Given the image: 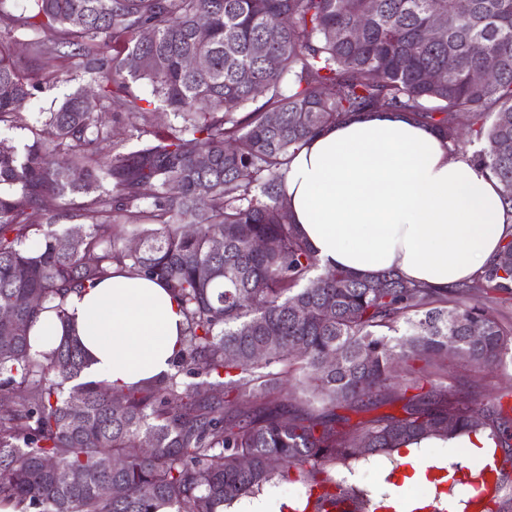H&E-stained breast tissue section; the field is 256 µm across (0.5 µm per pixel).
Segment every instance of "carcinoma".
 <instances>
[{
    "label": "carcinoma",
    "instance_id": "carcinoma-1",
    "mask_svg": "<svg viewBox=\"0 0 512 512\" xmlns=\"http://www.w3.org/2000/svg\"><path fill=\"white\" fill-rule=\"evenodd\" d=\"M7 2L0 33L16 42L36 33L27 57L48 78L57 61L78 58L93 91L80 87L32 121L20 108L38 85L0 48V126L29 133L21 144L0 138V308L10 311L0 319V403L10 407L0 416V502L218 512L293 466L322 501L351 494L318 475L356 456L355 440L373 455L487 431L495 447H512L502 406L465 404L443 384L407 399L399 416L351 424L335 412L379 400L400 363L452 357L450 336L479 366L512 351V324L470 302L512 295V238L469 282L439 292L394 273L320 268L285 195L292 158L347 115L408 112L455 146L457 118L470 114L473 162L512 207V151L500 149L512 142V0H468L465 10L457 0H29L20 14ZM436 16L444 29L431 40ZM276 21L280 38L268 42ZM189 56L205 65L186 69ZM487 56L499 72L479 83ZM142 80L150 99L136 89ZM114 125L135 143L104 146ZM121 227L137 249L118 243ZM262 238L277 248L254 251ZM114 265L163 281L186 319L174 372L141 380L117 405L107 382L83 379L76 341L34 353L28 337L42 311L66 319L67 296ZM267 324L278 341L266 342ZM288 376L308 408H281L295 396L282 388ZM223 387L236 392L229 414ZM57 468L81 482L60 485Z\"/></svg>",
    "mask_w": 512,
    "mask_h": 512
}]
</instances>
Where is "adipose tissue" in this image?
Returning a JSON list of instances; mask_svg holds the SVG:
<instances>
[{
  "instance_id": "1",
  "label": "adipose tissue",
  "mask_w": 512,
  "mask_h": 512,
  "mask_svg": "<svg viewBox=\"0 0 512 512\" xmlns=\"http://www.w3.org/2000/svg\"><path fill=\"white\" fill-rule=\"evenodd\" d=\"M292 220L321 266L361 276L394 272L440 290L497 259L512 213L497 180L406 112H361L312 135L286 182ZM48 311L32 350L73 336L89 377L113 389L172 373L185 316L158 279L127 269Z\"/></svg>"
}]
</instances>
